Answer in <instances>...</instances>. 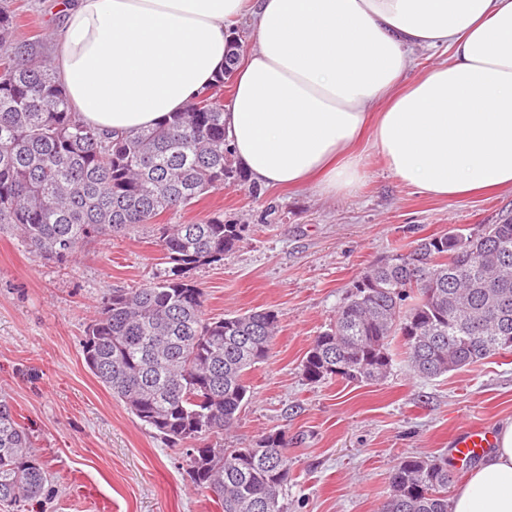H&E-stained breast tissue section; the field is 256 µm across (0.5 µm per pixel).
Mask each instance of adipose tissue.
Instances as JSON below:
<instances>
[{
  "mask_svg": "<svg viewBox=\"0 0 512 512\" xmlns=\"http://www.w3.org/2000/svg\"><path fill=\"white\" fill-rule=\"evenodd\" d=\"M243 23L224 126L252 182L352 195L364 138L417 193L512 190V0H67L54 70L84 123L137 131L212 81ZM418 48L450 59L408 83ZM449 509L512 512V418Z\"/></svg>",
  "mask_w": 512,
  "mask_h": 512,
  "instance_id": "1",
  "label": "adipose tissue"
}]
</instances>
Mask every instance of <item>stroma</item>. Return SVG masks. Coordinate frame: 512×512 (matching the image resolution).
Returning <instances> with one entry per match:
<instances>
[{
  "instance_id": "1",
  "label": "stroma",
  "mask_w": 512,
  "mask_h": 512,
  "mask_svg": "<svg viewBox=\"0 0 512 512\" xmlns=\"http://www.w3.org/2000/svg\"><path fill=\"white\" fill-rule=\"evenodd\" d=\"M18 34H47L56 0H11ZM351 196L313 187L216 189L163 224L220 216L244 227L223 261L193 270L205 313L268 309L279 332L247 374L252 399L228 448L277 429L294 461L287 512H381L390 476L407 457L451 460L462 427L512 417V352L435 379L395 349L389 376L355 385L304 380L313 338L333 321L352 282L393 248L452 227L480 229L512 217V191L435 199L397 182L367 153ZM156 226L86 244L66 264L37 260L19 234L0 231V399L7 401L47 464L51 488L24 512H220L194 490L179 448L168 447L113 397L85 364L84 329L105 294L165 279L170 265Z\"/></svg>"
}]
</instances>
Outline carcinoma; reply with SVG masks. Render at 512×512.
<instances>
[{"mask_svg":"<svg viewBox=\"0 0 512 512\" xmlns=\"http://www.w3.org/2000/svg\"><path fill=\"white\" fill-rule=\"evenodd\" d=\"M224 73L181 112L116 135L81 122L54 75L46 43L22 39L0 0V229H15L38 260L67 262L96 236L127 234L195 204L241 172L226 144ZM168 277L103 297L83 339L85 362L143 426L184 454L195 490L222 512H286L288 440L265 432L250 448L224 432L251 398L246 375L278 332L272 310L205 316L192 269L224 259L238 224L209 217L162 224ZM512 336V221L453 228L395 249L361 275L301 364L303 378L373 384L400 343L409 367L437 378L504 351ZM51 474L30 434L0 401V506L42 495ZM447 461L408 457L391 475L382 512H449Z\"/></svg>","mask_w":512,"mask_h":512,"instance_id":"obj_1","label":"carcinoma"}]
</instances>
